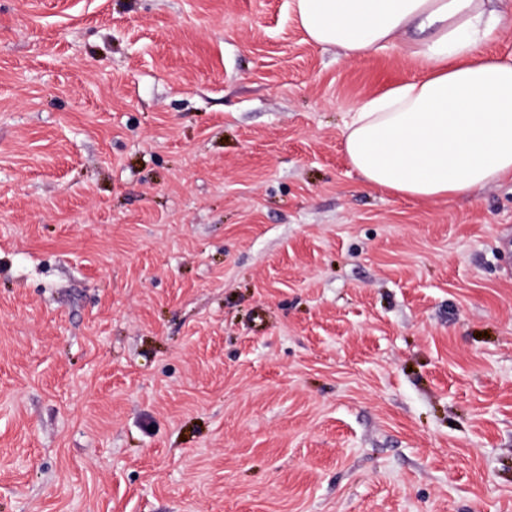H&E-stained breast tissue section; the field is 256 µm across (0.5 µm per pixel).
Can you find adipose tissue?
Returning a JSON list of instances; mask_svg holds the SVG:
<instances>
[{
    "label": "adipose tissue",
    "mask_w": 512,
    "mask_h": 512,
    "mask_svg": "<svg viewBox=\"0 0 512 512\" xmlns=\"http://www.w3.org/2000/svg\"><path fill=\"white\" fill-rule=\"evenodd\" d=\"M307 37L351 61L404 42L420 78L366 99L344 150L372 188L435 199L512 179V56L481 54L492 0H290Z\"/></svg>",
    "instance_id": "obj_1"
}]
</instances>
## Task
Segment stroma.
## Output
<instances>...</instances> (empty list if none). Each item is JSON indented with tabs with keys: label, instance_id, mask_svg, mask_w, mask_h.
<instances>
[{
	"label": "stroma",
	"instance_id": "35a3bbf8",
	"mask_svg": "<svg viewBox=\"0 0 512 512\" xmlns=\"http://www.w3.org/2000/svg\"><path fill=\"white\" fill-rule=\"evenodd\" d=\"M289 0H0V512H512V181L366 187L418 77Z\"/></svg>",
	"mask_w": 512,
	"mask_h": 512
}]
</instances>
